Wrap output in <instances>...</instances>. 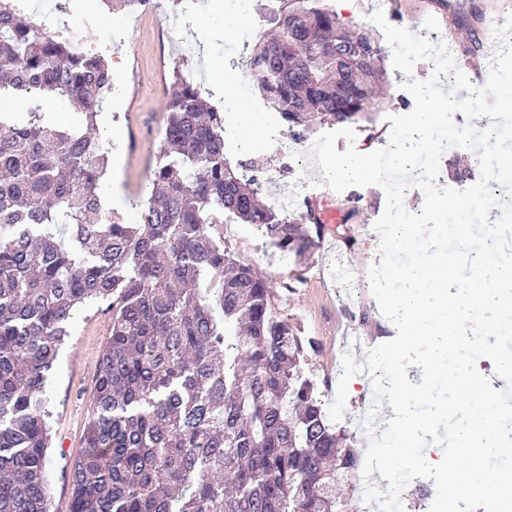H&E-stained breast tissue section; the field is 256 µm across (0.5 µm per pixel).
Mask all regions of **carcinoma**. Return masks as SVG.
Returning a JSON list of instances; mask_svg holds the SVG:
<instances>
[{"instance_id":"carcinoma-1","label":"carcinoma","mask_w":512,"mask_h":512,"mask_svg":"<svg viewBox=\"0 0 512 512\" xmlns=\"http://www.w3.org/2000/svg\"><path fill=\"white\" fill-rule=\"evenodd\" d=\"M480 21H456L475 49ZM266 26L246 66L288 137L373 121L388 73L368 30L320 0H281ZM111 84L101 55L0 0V93L25 108L0 120V512H50L46 382L76 311L96 300L111 301L112 321L70 512H350L359 451L304 376L267 280L211 234L229 217L302 260L325 225L261 202L273 159L230 164L224 113L178 74L151 197L134 224L105 218L97 117ZM44 94L79 122L45 120Z\"/></svg>"}]
</instances>
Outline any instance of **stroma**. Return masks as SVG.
<instances>
[{"mask_svg":"<svg viewBox=\"0 0 512 512\" xmlns=\"http://www.w3.org/2000/svg\"><path fill=\"white\" fill-rule=\"evenodd\" d=\"M155 6L136 20L120 26L104 24L107 7L103 0H63L64 8L51 25L52 33L73 37L81 48L103 55L112 68V87L106 91L98 132L108 153L121 159V178L105 176L100 184L102 211L113 221H136L137 202L148 198L150 179L160 156L167 120V86L174 71L192 83L207 84L211 102L224 114V145L229 160L243 156L265 159L281 151L282 165L273 167L263 186L268 205L278 213L300 218L306 197L322 198L329 212L344 218L345 236L325 235L306 260L296 261L271 246L255 225L228 223L215 232L235 256L248 260L269 281L272 307L277 316L295 324L301 336L314 341L301 367L315 381L323 405L336 396L342 373V356H365L368 349L389 341L395 326L379 310L371 293L368 271L380 263L379 236L374 229L386 197L377 186L351 187L335 192L323 185L321 170L307 160H294L293 152L306 153L317 135L316 126L300 144L287 141L277 113L268 111L250 75L230 85L210 83L208 67L218 62L229 70H242L246 46L252 45L262 22L248 0H227L220 14L223 21L214 33L199 36L191 14L174 0H154ZM387 22L415 34L447 27L448 20L432 0H390L384 9ZM433 74L431 61L418 62L412 75L391 70L386 102L378 112L375 129L357 127L354 142L338 139L336 148L354 145L363 153L389 143L390 116L410 112L414 99L403 89L407 78L421 81ZM264 113L266 126L253 150H246L243 106ZM343 251L354 268L353 287H346L334 274V255ZM112 312L107 303L93 301L79 308L60 347L47 392L53 410L52 447L47 478L51 487L50 512H69L72 489L68 471L83 452L82 433L98 375V361L109 337ZM355 396L345 403L340 426L352 433L359 448H367L368 437L358 417L374 400L370 375L353 378Z\"/></svg>","mask_w":512,"mask_h":512,"instance_id":"1","label":"stroma"}]
</instances>
